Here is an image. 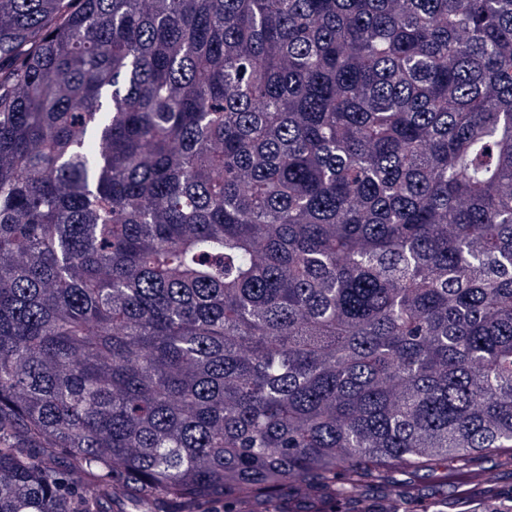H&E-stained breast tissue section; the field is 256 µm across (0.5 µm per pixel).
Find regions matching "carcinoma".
Masks as SVG:
<instances>
[{"label": "carcinoma", "mask_w": 512, "mask_h": 512, "mask_svg": "<svg viewBox=\"0 0 512 512\" xmlns=\"http://www.w3.org/2000/svg\"><path fill=\"white\" fill-rule=\"evenodd\" d=\"M505 452L512 0H0V512Z\"/></svg>", "instance_id": "obj_1"}]
</instances>
